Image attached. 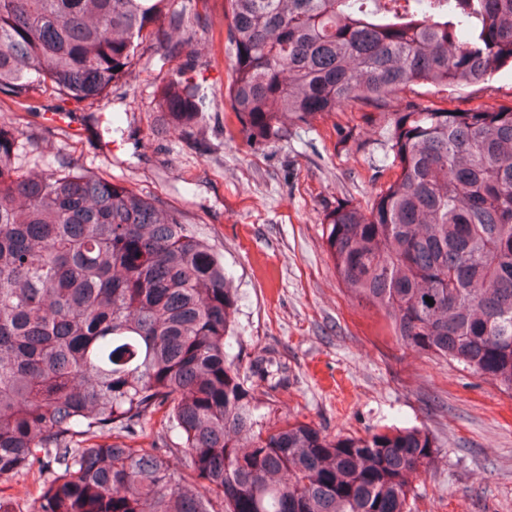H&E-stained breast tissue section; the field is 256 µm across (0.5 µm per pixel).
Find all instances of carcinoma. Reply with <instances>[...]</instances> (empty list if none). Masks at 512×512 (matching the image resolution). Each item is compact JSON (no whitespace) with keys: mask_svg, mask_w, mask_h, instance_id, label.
Masks as SVG:
<instances>
[{"mask_svg":"<svg viewBox=\"0 0 512 512\" xmlns=\"http://www.w3.org/2000/svg\"><path fill=\"white\" fill-rule=\"evenodd\" d=\"M167 4L0 0V92L94 102L149 40L184 57L159 107L194 133L211 100ZM224 21L248 142L286 118L387 119L386 188L324 221L349 297L397 345L512 394V108L415 99L512 68V0H224ZM20 136L0 124V480L56 464L34 512H409L437 457L428 431L265 427L254 391L271 400L288 375L267 350L231 354L222 256L177 211L75 164L21 170Z\"/></svg>","mask_w":512,"mask_h":512,"instance_id":"obj_1","label":"carcinoma"}]
</instances>
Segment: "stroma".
Here are the masks:
<instances>
[{"instance_id":"stroma-1","label":"stroma","mask_w":512,"mask_h":512,"mask_svg":"<svg viewBox=\"0 0 512 512\" xmlns=\"http://www.w3.org/2000/svg\"><path fill=\"white\" fill-rule=\"evenodd\" d=\"M171 9L199 18L198 77L213 96L204 132L163 131L157 90L178 61L148 45L135 76L93 104L46 93L23 109L0 93V123L26 137L18 165L50 170L68 161L136 189L178 210L223 256L239 296L241 359L267 348L288 371L287 392L258 399L265 424L290 414L333 436L425 428L439 455L412 482V512H512V395L378 338L376 315L348 299L326 251L325 214L345 200L370 207L387 181L373 166L387 150L384 121L347 111L289 126L260 145L228 140L224 0H172ZM420 101L460 110L511 106L512 72L479 88L434 89ZM43 481L23 472L0 482V495L13 512H33Z\"/></svg>"}]
</instances>
